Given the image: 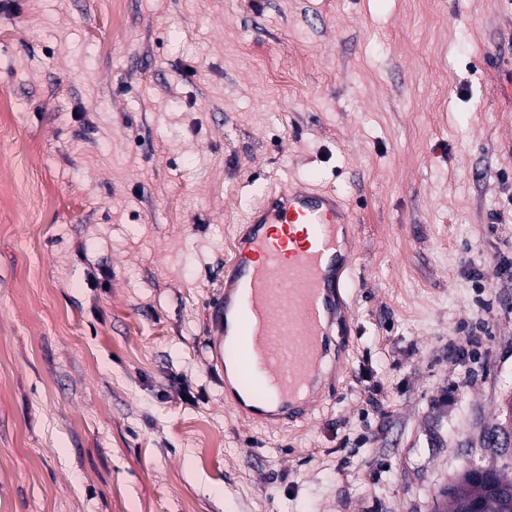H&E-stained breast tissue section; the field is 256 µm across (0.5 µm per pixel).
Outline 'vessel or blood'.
I'll use <instances>...</instances> for the list:
<instances>
[{"instance_id": "vessel-or-blood-1", "label": "vessel or blood", "mask_w": 512, "mask_h": 512, "mask_svg": "<svg viewBox=\"0 0 512 512\" xmlns=\"http://www.w3.org/2000/svg\"><path fill=\"white\" fill-rule=\"evenodd\" d=\"M351 214L335 193L282 182L252 210L224 289L210 302L211 349L229 357L236 409L271 423L309 414L336 345Z\"/></svg>"}]
</instances>
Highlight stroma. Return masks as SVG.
Masks as SVG:
<instances>
[{
    "label": "stroma",
    "instance_id": "35a3bbf8",
    "mask_svg": "<svg viewBox=\"0 0 512 512\" xmlns=\"http://www.w3.org/2000/svg\"><path fill=\"white\" fill-rule=\"evenodd\" d=\"M109 2L0 0V512H435L512 477V0ZM287 179L351 210V333L270 427L207 303Z\"/></svg>",
    "mask_w": 512,
    "mask_h": 512
}]
</instances>
